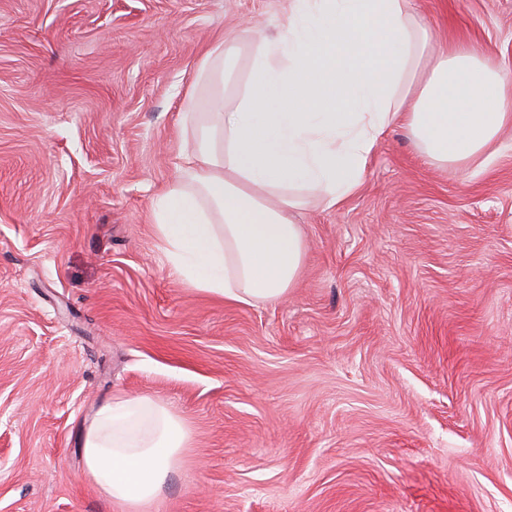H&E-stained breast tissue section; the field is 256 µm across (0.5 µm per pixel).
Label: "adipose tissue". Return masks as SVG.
<instances>
[{
  "label": "adipose tissue",
  "instance_id": "obj_1",
  "mask_svg": "<svg viewBox=\"0 0 512 512\" xmlns=\"http://www.w3.org/2000/svg\"><path fill=\"white\" fill-rule=\"evenodd\" d=\"M431 38L413 0H289L276 35L253 51L245 91L221 111L181 115L183 173L152 206L181 281L237 304L278 301L303 266L292 219L303 191L339 205L395 125L439 167L467 164L512 125V78L460 44L423 70ZM239 56L237 44H218L199 79L223 81ZM189 443L186 420L165 406L111 398L85 431V473L141 512Z\"/></svg>",
  "mask_w": 512,
  "mask_h": 512
}]
</instances>
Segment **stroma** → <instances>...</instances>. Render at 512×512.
<instances>
[{
  "label": "stroma",
  "mask_w": 512,
  "mask_h": 512,
  "mask_svg": "<svg viewBox=\"0 0 512 512\" xmlns=\"http://www.w3.org/2000/svg\"><path fill=\"white\" fill-rule=\"evenodd\" d=\"M512 74V0H415ZM288 0H0V512H122L86 477L101 401L191 431L150 512H512V127L461 170L390 128L297 212L286 299L172 275L151 222L203 53Z\"/></svg>",
  "instance_id": "obj_1"
}]
</instances>
